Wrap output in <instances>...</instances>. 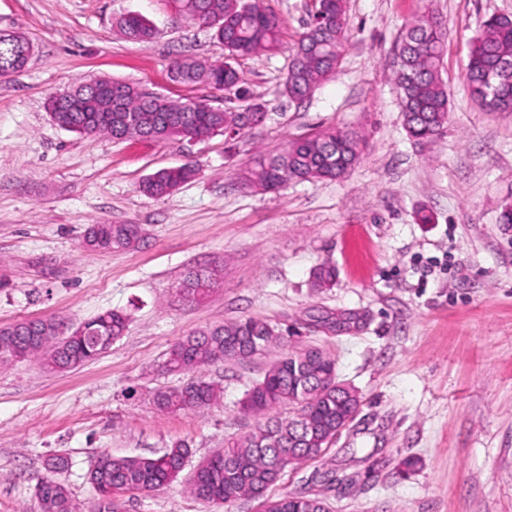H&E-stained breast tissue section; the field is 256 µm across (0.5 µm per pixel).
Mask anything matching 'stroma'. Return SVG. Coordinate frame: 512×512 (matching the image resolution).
Here are the masks:
<instances>
[{
    "label": "stroma",
    "mask_w": 512,
    "mask_h": 512,
    "mask_svg": "<svg viewBox=\"0 0 512 512\" xmlns=\"http://www.w3.org/2000/svg\"><path fill=\"white\" fill-rule=\"evenodd\" d=\"M345 4L341 64L297 104L283 84L312 0H262L282 21L281 46L234 60L243 101L171 80L173 59L226 58L174 0H0V30L34 46L20 73L0 77V326L106 310L128 317L124 335L77 369L0 366V512H40L35 485L59 453L69 465L57 480L76 512H89L88 471L101 454L155 456L182 440L194 465L252 431L259 420L240 401L273 351L207 368L223 389L217 404L168 412L153 402L156 390L188 380L158 369L173 343L245 317L326 349L363 400L324 454L287 467L269 496L318 494L330 512H512V226L500 221L512 204V112L483 110L463 79L484 20L512 15V0ZM428 9L448 22L441 75L450 112L441 134L419 144L404 129L391 72L403 27ZM129 12L151 21V43L114 28ZM95 77L234 110L258 103L266 118L239 137L196 142L59 127L49 99ZM332 127L364 140L346 178L276 193L240 185L258 158ZM187 161L197 174L172 194L140 190L147 175ZM104 223L141 225L146 238L132 250L87 251L85 228ZM325 262L337 279L318 291L311 273ZM193 268L217 278L198 301L177 292ZM347 312L366 320L349 332L309 324ZM123 501L125 512L263 510L250 497L204 504L182 480Z\"/></svg>",
    "instance_id": "1"
}]
</instances>
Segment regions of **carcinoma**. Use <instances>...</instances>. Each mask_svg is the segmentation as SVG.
<instances>
[{"label": "carcinoma", "mask_w": 512, "mask_h": 512, "mask_svg": "<svg viewBox=\"0 0 512 512\" xmlns=\"http://www.w3.org/2000/svg\"><path fill=\"white\" fill-rule=\"evenodd\" d=\"M183 14L213 31L214 38L230 57H249L274 51L280 45L281 22L260 0H187ZM316 13L294 46L285 82L288 99L302 102L322 82L333 77L346 43L345 0H317ZM128 40L147 44L154 30L138 13L115 19ZM16 33L0 32V71H21L27 63ZM448 40V25L430 12L407 28L397 44V65L392 80L398 91L404 127L418 143L435 138L448 122L449 99L441 77ZM174 81L205 85L227 92L241 91L239 73L227 62L176 59L170 65ZM470 96L490 112H512V16L492 15L474 38L464 73ZM103 87L90 82L74 85L55 97L92 103ZM115 97L110 112H59L67 130L84 135H106L114 140L151 137L155 141L203 140L231 130L243 131L261 124L263 106L246 112L217 106L191 108L185 101L161 99L142 87L112 81ZM362 157L361 138L351 131L329 128L288 143L280 154L262 158L242 176L248 188L272 192L291 182L337 180L346 177ZM196 175L195 164L159 170L148 176L140 189L151 196L170 194ZM138 224H93L86 230L85 245L94 252L110 253L139 244ZM336 268L322 264L313 271L312 286L330 288ZM214 278L204 270L191 269L178 291L189 300L202 299L211 291ZM127 317L105 311L74 324L54 318L22 320L0 328V363L37 358L52 372H63L96 359L123 336ZM291 340L271 323L248 317L214 325L176 341L167 351L161 369L167 374L193 372V381L158 390L155 405L166 411L194 410L220 401L222 390L204 375V369L226 361H245L272 347L283 349L244 394L245 414L265 415L255 431L231 439L224 448L200 461L189 480L190 493L205 503L221 506L250 496L266 502V512H328L317 494H286L269 498L268 489L283 470L301 461L319 458L336 439V429L350 424L362 406L353 387L337 380L336 361L316 347L290 346ZM295 414L269 416L281 406ZM315 437L313 446L306 445ZM190 448L174 442L159 456L118 457L105 453L89 468L96 498L91 512H115L114 499L135 490H151L175 481L183 472ZM35 496L41 512H74L67 487L50 476L40 478Z\"/></svg>", "instance_id": "cac0c4a2"}]
</instances>
